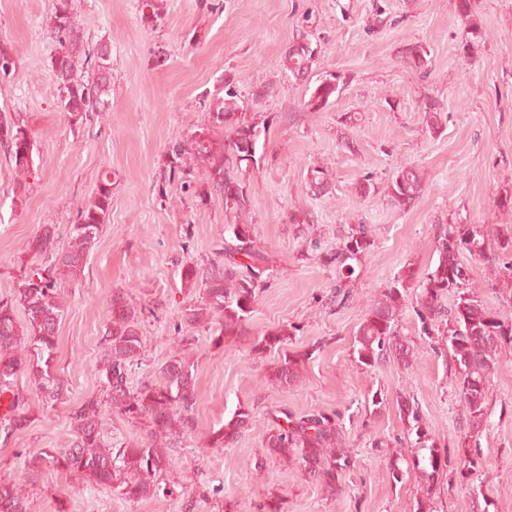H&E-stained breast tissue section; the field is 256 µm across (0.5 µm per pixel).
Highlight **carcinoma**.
<instances>
[{
  "mask_svg": "<svg viewBox=\"0 0 512 512\" xmlns=\"http://www.w3.org/2000/svg\"><path fill=\"white\" fill-rule=\"evenodd\" d=\"M456 11L468 26L462 41L467 54L484 40L481 26L474 19L472 0H456ZM47 34L56 43L57 54L52 69L58 83L60 106L73 126H79L91 112H103L112 94L111 50L101 44L90 45L81 32L74 0H53L46 18ZM319 52L309 35L300 36L288 47L283 66L289 75L305 80ZM430 51L423 43L407 48L403 62L423 76L428 73ZM17 66L13 47L0 43V82L9 80ZM344 83V76L327 73L309 88L304 107L322 112L334 101ZM422 124L432 136L442 133L444 124L440 105L425 99L418 108ZM268 122L258 121L248 112V105L234 78L224 79V89L210 100L207 120L191 130L171 149L170 172L186 164L201 166L205 182L195 197L205 201L216 193L224 197L225 212L233 220L224 224V264L201 267L188 264L181 271L188 288L202 286L200 300L186 305L180 312L179 325L194 328L208 324L211 342L219 345L224 335L248 320L264 286L268 259L253 238L252 225L245 215L249 211V184L244 175L259 166V146L266 139ZM0 147L6 149L13 165L18 186L34 166L32 133L20 119L0 120ZM328 171L315 166L308 169L312 193L328 188ZM425 190L419 167L401 162L386 187L389 203L406 210L413 207ZM112 209V179L103 174L90 201L76 211L68 229V246L56 249L57 228L45 224L25 245L29 256L50 258V263L29 266L12 296L0 300V396L11 393L9 407L0 426L5 433L20 431L28 425L24 395L15 389V381L26 375L44 399H53L64 389L63 380L51 365L57 348L59 323L64 313L59 285L77 281L84 271L87 257L109 220ZM373 247V240L362 224H350L336 251L329 253L328 264L336 265L341 278L354 273L353 263L361 261ZM435 265L417 281L420 288L418 316L424 334L440 337L457 374V387L465 423L464 446L458 449L459 477L468 480L479 470V457L469 453L467 440L482 429L488 410L491 374L497 364L499 349L512 345V318L484 303L475 290L471 268L464 255L487 258L512 256V232L489 230L484 224H468L461 217L453 221L436 238ZM493 273L507 288L502 299L512 307V262L492 264ZM409 275L382 289L370 304L355 337L357 360L372 367L392 354L403 364L413 363V349L398 338L400 321L407 296ZM453 298L449 309L442 299ZM24 320L18 321L17 311ZM139 313L121 292L109 303V325L104 339V353L99 361L103 375V398H90L72 414L74 438L68 448H43L37 457L39 466L62 470L91 485L109 487L130 502L154 496L159 480L170 465L169 449L175 447L192 429L190 413L197 403L195 361L191 350L174 351L159 368L158 378L133 389L129 377L139 364L143 346L138 328ZM290 328L281 327L264 335L258 343L262 349L284 345ZM301 361L284 356L272 378L288 388L299 379ZM111 407L134 423L145 427L142 442L109 448L100 427L102 412ZM400 412L407 421V434L415 436L411 446L417 449L411 464L430 484L439 480L440 460L430 434L422 425L418 407L400 397ZM285 422H275L265 448L269 455L293 457L309 475L334 491L353 466L350 449L343 444L340 413L317 411L296 418L279 410ZM251 413L241 409L210 434V445L223 448L248 429ZM424 455H418L420 451ZM0 512H31V502L22 488L0 481Z\"/></svg>",
  "mask_w": 512,
  "mask_h": 512,
  "instance_id": "obj_1",
  "label": "carcinoma"
}]
</instances>
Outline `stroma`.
Wrapping results in <instances>:
<instances>
[{"mask_svg":"<svg viewBox=\"0 0 512 512\" xmlns=\"http://www.w3.org/2000/svg\"><path fill=\"white\" fill-rule=\"evenodd\" d=\"M150 0H77L81 28L112 47L109 109L71 126L60 108L45 20L52 0H0V41L15 46L18 65L0 84V116L23 119L34 135V171L18 191L0 151V299L17 286L25 243L46 224L66 246L76 209L94 195L102 172L112 178V212L87 258L82 280L61 286L65 312L53 369L61 396L45 401L26 377L16 386L28 403L22 431L0 435V479L20 484L33 512H512V346L499 354L491 377L485 427L476 441L482 469L460 480L447 467L434 488L418 472L394 482L392 461L410 457L400 396H413L439 450L454 454L463 433L462 407L448 351L423 333L417 291L408 289L398 323L415 352L414 367L387 357L358 363L355 333L374 297L408 271L423 275L436 261L434 243L451 215L471 224L512 228L501 195L512 190V0H475L487 38L470 55L455 0H157L161 17L148 22ZM319 44L316 73L344 75L325 111L303 108L306 84L285 74L282 59L299 31ZM427 44L430 71L419 77L401 63L412 43ZM234 77L252 112L269 122L262 161L250 183L249 222L271 258L250 318L223 344L205 326L181 329L177 315L199 297L184 287L187 264L222 262L224 200L199 201L183 181L202 170L170 172L174 144L204 123L210 99ZM435 99L447 121L440 136L426 133L417 108ZM353 119V142L340 130ZM420 167L426 188L408 210L384 194L399 162ZM324 165L332 187L306 189L309 166ZM374 194L359 193L363 176ZM309 211L312 223L293 224L289 211ZM366 225L374 241L340 282L320 256L338 247L351 224ZM344 301L330 303L336 286ZM140 309L143 355L131 386L156 379L159 367L189 341L196 367L194 429L172 449L157 496L129 502L52 469L33 470L40 449L64 448L71 414L102 395L99 359L113 291ZM296 331L282 347L258 350L263 336L284 325ZM305 355L298 385L268 380L284 355ZM383 403L366 405L373 395ZM240 407L252 426L233 445L213 448L211 430ZM300 417L314 410L348 412L346 446L355 465L332 495L292 460L267 455L275 408Z\"/></svg>","mask_w":512,"mask_h":512,"instance_id":"stroma-1","label":"stroma"}]
</instances>
